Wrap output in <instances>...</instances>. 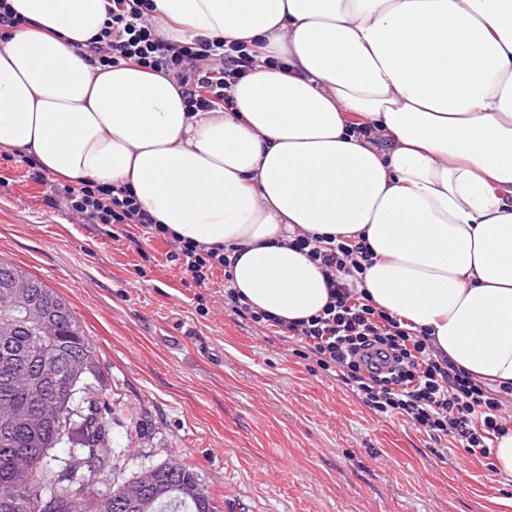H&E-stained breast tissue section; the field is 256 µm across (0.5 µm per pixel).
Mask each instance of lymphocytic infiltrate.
I'll return each instance as SVG.
<instances>
[{"instance_id":"1","label":"lymphocytic infiltrate","mask_w":512,"mask_h":512,"mask_svg":"<svg viewBox=\"0 0 512 512\" xmlns=\"http://www.w3.org/2000/svg\"><path fill=\"white\" fill-rule=\"evenodd\" d=\"M150 0H105V21L87 51L103 66L133 63L156 73L174 74L185 88L189 111H221L233 105L232 88L255 63L243 44L196 38L176 43L157 35L149 18ZM28 174L48 186L51 208H63L91 224L135 225L144 241H166L170 261L208 286L215 269L231 266L221 246L206 247L173 234L145 211L132 189L93 181L55 184L27 155ZM295 249L317 262L329 292L327 306L307 319L285 322L253 309L232 287L224 308L255 326L277 328L296 343L299 355L350 390L382 418H403L436 443H449L489 458L496 439L512 430L502 416V397L470 373L434 356L428 332L373 305L355 287L373 255L364 237L301 234Z\"/></svg>"}]
</instances>
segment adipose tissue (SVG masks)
<instances>
[{
  "label": "adipose tissue",
  "instance_id": "ef3b65f1",
  "mask_svg": "<svg viewBox=\"0 0 512 512\" xmlns=\"http://www.w3.org/2000/svg\"><path fill=\"white\" fill-rule=\"evenodd\" d=\"M6 3L0 149L131 187L182 238L234 248L232 288L287 322L328 303L293 236L363 235L372 304L512 389V0H151L164 39L257 43L223 112L88 62L104 0Z\"/></svg>",
  "mask_w": 512,
  "mask_h": 512
}]
</instances>
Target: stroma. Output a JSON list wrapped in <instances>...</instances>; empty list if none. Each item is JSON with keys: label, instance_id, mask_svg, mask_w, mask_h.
Wrapping results in <instances>:
<instances>
[{"label": "stroma", "instance_id": "35a3bbf8", "mask_svg": "<svg viewBox=\"0 0 512 512\" xmlns=\"http://www.w3.org/2000/svg\"><path fill=\"white\" fill-rule=\"evenodd\" d=\"M0 149V259L66 299L96 347L112 478L179 460L220 512H512V477L436 451L312 371L273 331L225 313L224 273L199 288L159 240L137 252L44 202Z\"/></svg>", "mask_w": 512, "mask_h": 512}]
</instances>
